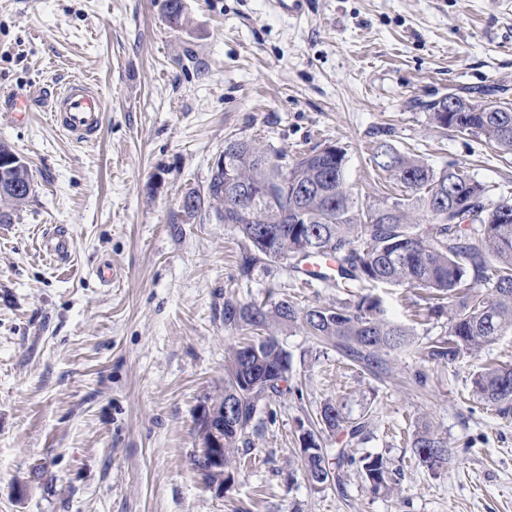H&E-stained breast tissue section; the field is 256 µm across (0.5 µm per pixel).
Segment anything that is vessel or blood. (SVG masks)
Instances as JSON below:
<instances>
[{
  "label": "vessel or blood",
  "instance_id": "vessel-or-blood-1",
  "mask_svg": "<svg viewBox=\"0 0 512 512\" xmlns=\"http://www.w3.org/2000/svg\"><path fill=\"white\" fill-rule=\"evenodd\" d=\"M48 110L52 120L75 140L91 142L97 137L105 106L90 84L72 82L62 92L49 96ZM70 247L69 238L57 232L46 234L41 243L42 252L57 260L68 258Z\"/></svg>",
  "mask_w": 512,
  "mask_h": 512
}]
</instances>
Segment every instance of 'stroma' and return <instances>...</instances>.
I'll list each match as a JSON object with an SVG mask.
<instances>
[{
    "mask_svg": "<svg viewBox=\"0 0 512 512\" xmlns=\"http://www.w3.org/2000/svg\"><path fill=\"white\" fill-rule=\"evenodd\" d=\"M184 3L176 28L163 0H0V141L33 183L0 224V512H512V409L486 410L471 384L479 367L512 360V334L452 366L422 361L448 318L403 286L385 315L416 344L388 356L386 376L281 327L293 391L275 399L234 483L208 487L191 462L194 419L224 389L237 339L225 300L304 306L337 292L281 264L240 277L239 234L210 208H181L242 136L291 156L342 147L367 205L382 198L371 161L382 141L461 168L489 200L512 196V155L437 132L425 109L451 91L512 107V0H307L298 17L267 0ZM78 78L105 100L92 143L47 112V95ZM56 230L73 243L64 264L38 248ZM107 261L122 272L109 287L95 276ZM328 400L368 427L323 446L384 456L399 496L352 470L340 490L303 476L302 427ZM422 420L455 453L443 469L412 461L407 435Z\"/></svg>",
    "mask_w": 512,
    "mask_h": 512,
    "instance_id": "stroma-1",
    "label": "stroma"
}]
</instances>
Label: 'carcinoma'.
Masks as SVG:
<instances>
[{"label": "carcinoma", "mask_w": 512, "mask_h": 512, "mask_svg": "<svg viewBox=\"0 0 512 512\" xmlns=\"http://www.w3.org/2000/svg\"><path fill=\"white\" fill-rule=\"evenodd\" d=\"M164 12L171 26L183 25V0H164ZM468 105V112H430L429 121L440 130L483 136L512 155V107ZM336 153L334 166L318 145L288 161L251 138L236 137L229 140L224 168L211 171L206 197L185 195V214L194 215L206 200L219 221L239 230L245 241L241 277H250L261 261L284 264L342 294L334 303L304 307L288 300L224 301V328L251 338L231 347L225 361L224 395L215 402L231 401L234 420L224 424V470L204 474L210 485L235 478L239 449L250 447V436L264 428L259 415L273 419L274 399L291 391L288 354L276 338L281 326L331 343L373 373L388 369L391 352L414 344V330L384 318L382 300L372 288H422L435 301L429 307L433 314L450 307L446 336L423 347L429 361L453 365L512 332V199L492 202L486 187L464 171L436 170L419 156L380 142L372 162L400 194L365 206L346 179V152L338 147ZM297 186L306 191L293 195ZM28 198L25 193L0 196L8 204L0 211V224L12 223L11 208ZM294 206L302 208L304 223H294L289 211ZM472 394L487 406H511L512 363L476 371ZM365 430V419L349 418L329 400L317 409L308 436L319 449L324 434L356 438ZM411 448L417 463L430 471L453 458L448 442L428 421L416 425ZM300 452L301 468L315 487L353 467L372 492H401L380 455L357 458L338 448L324 457L333 469L318 471L310 447Z\"/></svg>", "instance_id": "obj_1"}]
</instances>
